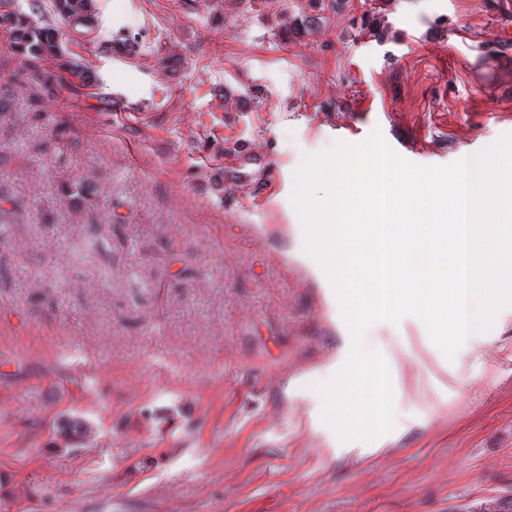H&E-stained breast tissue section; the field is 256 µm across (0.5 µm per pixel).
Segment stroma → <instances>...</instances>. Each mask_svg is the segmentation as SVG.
Returning a JSON list of instances; mask_svg holds the SVG:
<instances>
[{"mask_svg":"<svg viewBox=\"0 0 512 512\" xmlns=\"http://www.w3.org/2000/svg\"><path fill=\"white\" fill-rule=\"evenodd\" d=\"M491 2L97 0L88 38L41 0L94 90L0 32V512H512V306L451 360L373 325L394 427L345 452L314 386L348 330L290 201L347 124L420 165L512 134Z\"/></svg>","mask_w":512,"mask_h":512,"instance_id":"1","label":"stroma"}]
</instances>
